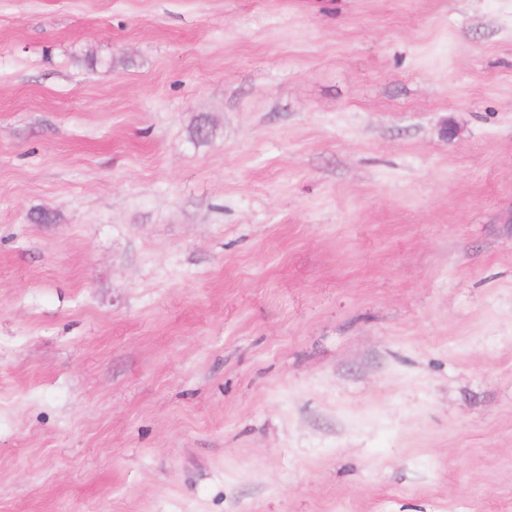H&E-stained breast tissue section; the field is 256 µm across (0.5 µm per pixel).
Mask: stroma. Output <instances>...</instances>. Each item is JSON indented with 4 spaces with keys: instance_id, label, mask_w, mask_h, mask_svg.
Listing matches in <instances>:
<instances>
[{
    "instance_id": "stroma-1",
    "label": "stroma",
    "mask_w": 512,
    "mask_h": 512,
    "mask_svg": "<svg viewBox=\"0 0 512 512\" xmlns=\"http://www.w3.org/2000/svg\"><path fill=\"white\" fill-rule=\"evenodd\" d=\"M0 512H512V0H0Z\"/></svg>"
}]
</instances>
